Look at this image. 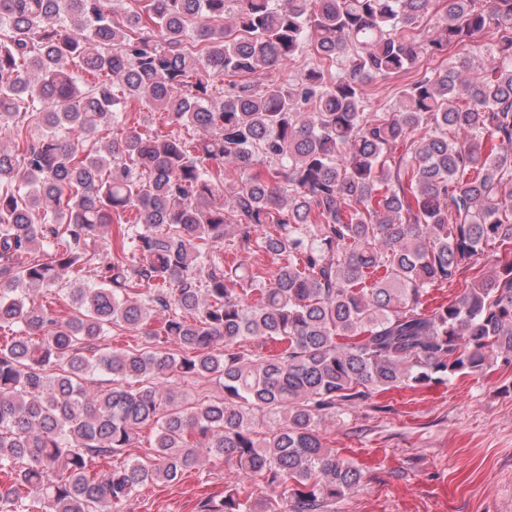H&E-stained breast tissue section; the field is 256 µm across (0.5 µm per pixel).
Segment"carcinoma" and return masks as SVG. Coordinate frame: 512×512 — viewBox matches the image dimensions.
<instances>
[{"instance_id":"obj_1","label":"carcinoma","mask_w":512,"mask_h":512,"mask_svg":"<svg viewBox=\"0 0 512 512\" xmlns=\"http://www.w3.org/2000/svg\"><path fill=\"white\" fill-rule=\"evenodd\" d=\"M106 2L0 0L16 141L0 147V329L17 328L0 343V512H108L204 457L274 494L199 512H324L365 481L321 434L337 406L512 362V0ZM486 37L371 110L366 82ZM135 108L172 130L144 132ZM228 236L242 259L226 265ZM73 270L71 315L31 299ZM113 327L143 344L100 347ZM270 341L284 348H244ZM97 371L109 386L88 387ZM196 375L223 395L188 401L173 382ZM148 426L143 459L113 464Z\"/></svg>"}]
</instances>
